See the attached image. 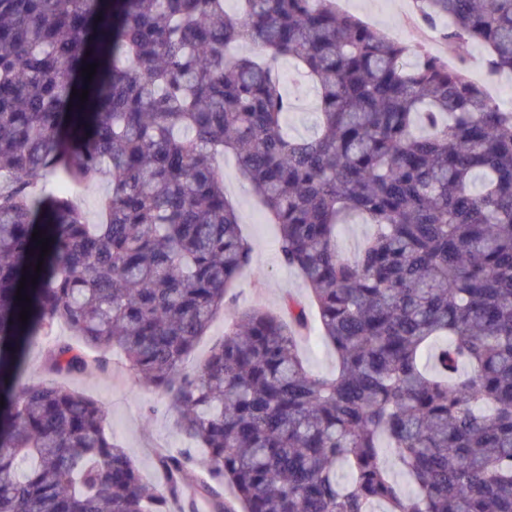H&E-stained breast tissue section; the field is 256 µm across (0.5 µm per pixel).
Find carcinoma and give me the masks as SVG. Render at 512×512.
<instances>
[{
    "mask_svg": "<svg viewBox=\"0 0 512 512\" xmlns=\"http://www.w3.org/2000/svg\"><path fill=\"white\" fill-rule=\"evenodd\" d=\"M224 2L0 0V512H512V108L433 54L407 66L409 44L336 0ZM416 8L512 74V0ZM284 58L317 89L309 139L287 130ZM226 153L310 304L237 312L190 372L253 271ZM103 179L91 224L71 188ZM355 216L372 232L346 257ZM311 306L331 376L300 352ZM58 323L98 357L61 343L53 372L117 349L166 395L191 447L157 452L164 483L146 484L100 403L22 381Z\"/></svg>",
    "mask_w": 512,
    "mask_h": 512,
    "instance_id": "cac0c4a2",
    "label": "carcinoma"
}]
</instances>
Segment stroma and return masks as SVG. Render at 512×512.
<instances>
[{
  "mask_svg": "<svg viewBox=\"0 0 512 512\" xmlns=\"http://www.w3.org/2000/svg\"><path fill=\"white\" fill-rule=\"evenodd\" d=\"M337 7L360 17L370 26L396 33L398 39L415 49L433 52L446 59L449 66H465L477 83L485 81V53L469 46L461 50L448 47L440 36H428L426 28L413 22L414 0H337ZM220 166L229 200L239 212L242 231L254 246V273L244 275L231 289L234 304L225 306L191 351L188 369H195L209 356L224 337V328L235 309L261 306L279 308L287 296L306 299L307 290L301 277L285 266L278 251V229L270 224L257 204L251 189L243 182L233 155H225ZM118 355L108 358L106 368L66 377L71 388L102 404L105 424L127 449L143 478L162 483L163 473L155 465L157 448H179L183 442L165 395L132 374L122 371Z\"/></svg>",
  "mask_w": 512,
  "mask_h": 512,
  "instance_id": "stroma-1",
  "label": "stroma"
}]
</instances>
